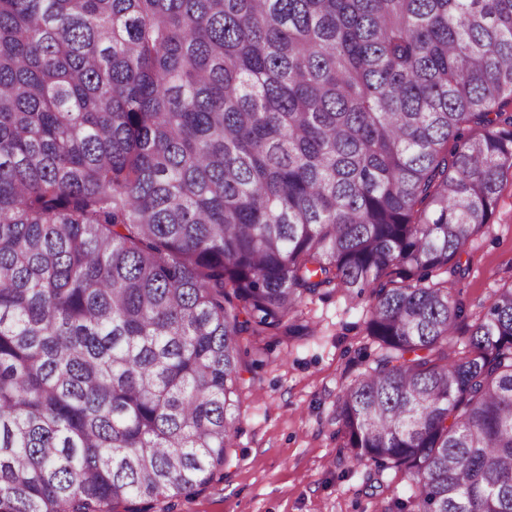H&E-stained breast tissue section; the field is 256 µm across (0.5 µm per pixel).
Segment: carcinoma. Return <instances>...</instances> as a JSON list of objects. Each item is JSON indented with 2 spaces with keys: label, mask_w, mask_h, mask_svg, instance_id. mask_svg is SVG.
Listing matches in <instances>:
<instances>
[{
  "label": "carcinoma",
  "mask_w": 512,
  "mask_h": 512,
  "mask_svg": "<svg viewBox=\"0 0 512 512\" xmlns=\"http://www.w3.org/2000/svg\"><path fill=\"white\" fill-rule=\"evenodd\" d=\"M512 0H0V512H170L240 338L371 292L338 396L399 512H512V286L434 280L512 174Z\"/></svg>",
  "instance_id": "cac0c4a2"
}]
</instances>
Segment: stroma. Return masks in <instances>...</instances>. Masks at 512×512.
Returning a JSON list of instances; mask_svg holds the SVG:
<instances>
[{"mask_svg":"<svg viewBox=\"0 0 512 512\" xmlns=\"http://www.w3.org/2000/svg\"><path fill=\"white\" fill-rule=\"evenodd\" d=\"M448 285L466 313L512 286V175L495 213L464 246ZM371 294L306 297L312 331L288 338L270 330L241 339V417L234 455L221 480L174 501L171 512H396L409 494L402 474L376 473L346 458L336 422L342 388L364 371L376 346L366 332Z\"/></svg>","mask_w":512,"mask_h":512,"instance_id":"stroma-1","label":"stroma"}]
</instances>
